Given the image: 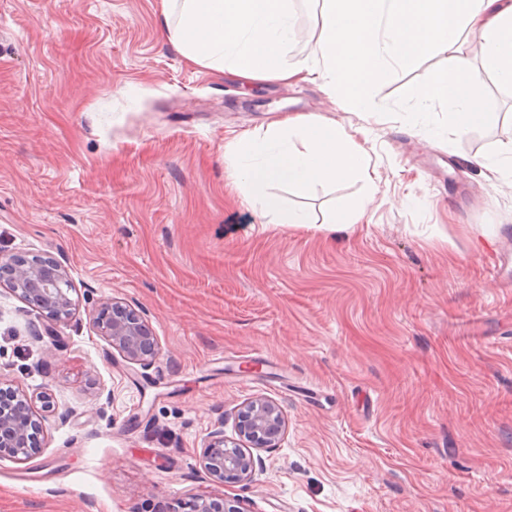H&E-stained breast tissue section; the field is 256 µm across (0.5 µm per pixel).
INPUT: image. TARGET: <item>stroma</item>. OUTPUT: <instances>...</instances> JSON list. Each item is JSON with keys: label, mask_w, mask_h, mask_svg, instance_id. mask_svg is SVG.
Masks as SVG:
<instances>
[{"label": "stroma", "mask_w": 512, "mask_h": 512, "mask_svg": "<svg viewBox=\"0 0 512 512\" xmlns=\"http://www.w3.org/2000/svg\"><path fill=\"white\" fill-rule=\"evenodd\" d=\"M288 65L315 57L317 0H292ZM434 51L394 68L362 111L321 81L245 88L171 46L161 0H0V253L71 270L79 308L56 336L0 285V373L53 395L42 452L0 456V512H512V179L471 164L512 142L501 113L463 133L413 89ZM365 128L373 184L284 206L366 201L355 234L266 223L225 147L287 114ZM143 311L149 368L88 326L110 301ZM287 430L249 481L199 464L247 402Z\"/></svg>", "instance_id": "obj_1"}]
</instances>
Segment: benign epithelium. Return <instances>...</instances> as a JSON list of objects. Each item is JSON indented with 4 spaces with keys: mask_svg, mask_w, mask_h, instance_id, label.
Instances as JSON below:
<instances>
[{
    "mask_svg": "<svg viewBox=\"0 0 512 512\" xmlns=\"http://www.w3.org/2000/svg\"><path fill=\"white\" fill-rule=\"evenodd\" d=\"M0 275L10 289L28 305L46 313L52 324L45 332L54 335V326L68 322L76 310L69 270L57 260L46 257L24 258L0 254ZM96 335L102 337L124 358L150 367L156 357V344L143 313L129 305L112 301L90 318ZM40 402V409L34 403ZM54 408L52 394L44 391L32 398L13 387L0 375V454L29 460L41 453L39 436L43 433V413ZM241 445L224 434L220 421L205 436L200 455L205 472L219 480L231 473L249 479L260 457L254 451L270 452L280 447L286 433V421L277 403L258 398L246 403L238 425ZM188 512H239L224 508V501L198 497L188 504Z\"/></svg>",
    "mask_w": 512,
    "mask_h": 512,
    "instance_id": "7a95c632",
    "label": "benign epithelium"
}]
</instances>
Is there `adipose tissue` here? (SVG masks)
<instances>
[{"mask_svg":"<svg viewBox=\"0 0 512 512\" xmlns=\"http://www.w3.org/2000/svg\"><path fill=\"white\" fill-rule=\"evenodd\" d=\"M168 2L175 17L168 40L192 64L245 83L296 77L285 61L295 36L290 0ZM320 15L318 75L347 101L368 106L393 66L440 49L446 64L414 89L417 102H445L458 131L498 123V113L474 89L484 72L512 85V0H322ZM465 30L481 38V69L459 42ZM230 148L247 198L272 224L313 222L306 210L284 206L274 187L307 197L320 186L370 178L372 171L368 150L321 113L287 116Z\"/></svg>","mask_w":512,"mask_h":512,"instance_id":"1","label":"adipose tissue"}]
</instances>
